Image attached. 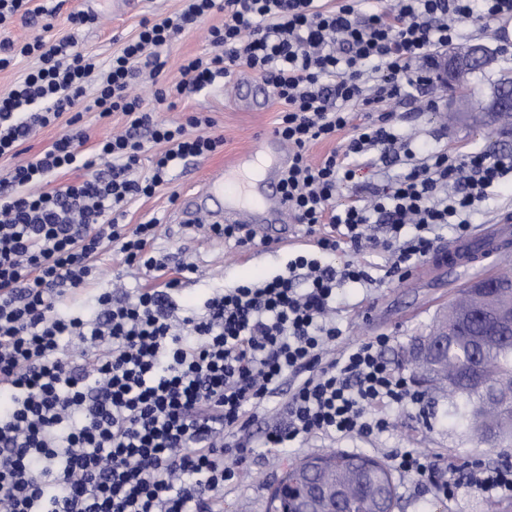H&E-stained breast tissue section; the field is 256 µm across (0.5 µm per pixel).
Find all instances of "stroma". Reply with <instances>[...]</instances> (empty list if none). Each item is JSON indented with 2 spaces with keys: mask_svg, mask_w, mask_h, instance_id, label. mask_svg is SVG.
Listing matches in <instances>:
<instances>
[{
  "mask_svg": "<svg viewBox=\"0 0 512 512\" xmlns=\"http://www.w3.org/2000/svg\"><path fill=\"white\" fill-rule=\"evenodd\" d=\"M181 7V0H133L131 6L120 10L115 8L114 0H63L53 31L57 34L68 31L71 16L84 13L89 21L79 31L80 45L98 60L106 61L136 34L143 19L168 16ZM223 21V14H213L207 25L190 30L174 42L162 55L165 62L162 81H169L176 74L184 58L206 52L208 25H219ZM462 27L467 43L482 44L491 52L490 64L471 74L461 93L425 82L412 88L407 96L387 103L385 109L392 113L398 132L419 148L510 153L512 134L491 123L481 108L491 100L500 80L512 77V50L505 49L496 26L483 29L466 21ZM462 99L475 109V117L449 123L448 112L455 110ZM280 110V104L272 98L257 109L243 107L235 88L221 84L191 98H176L174 105H161L160 116L169 122L184 121L194 112L209 113L224 134V146L201 163L175 169L170 186L153 197L129 202L126 223L137 224L154 215L169 216L173 210L168 201L171 191H182L197 177L221 170L243 151L263 147ZM406 171L405 161L399 155L393 154L384 160L373 158L371 164L358 171L349 186L341 188L340 194L370 196ZM511 206L512 180H508L473 215L472 232L462 240V248L480 249L481 229ZM168 229V234L156 242L157 250L168 258L167 277H174L176 267L184 260L195 263L198 268L196 281L183 290V298L188 303L202 300L218 289L232 288L246 281L258 282L280 273L293 250L309 245L308 237L298 224L289 225L287 241L270 248L259 244L244 251L202 229L186 232L173 223ZM181 233L188 238L187 250L183 253L170 247L172 236ZM372 274L377 279L373 287L348 283L337 292L336 319L343 329L341 341L352 344L380 333L388 334L392 342L385 355L394 362L399 361L416 337L427 334L430 325L447 309L460 288L480 278L479 272L463 268L428 275L419 266L401 279L386 276L380 266L374 268ZM426 399V411L422 414L410 407L388 409L393 428L382 436L371 439L313 437L295 442L282 451L263 445L264 424L276 419L275 413H266L264 422L256 423L245 433L255 452L246 464V478L225 488L224 512H265L271 492L289 465L328 450L365 453L384 462L399 448H418L457 465L475 458L490 465L503 460L504 455L499 450L478 444L471 434L456 425L454 398L432 391ZM395 482L399 501L396 512H512V500L494 499L473 489H461L455 501L446 502L423 495L414 483L403 477H396Z\"/></svg>",
  "mask_w": 512,
  "mask_h": 512,
  "instance_id": "1",
  "label": "stroma"
}]
</instances>
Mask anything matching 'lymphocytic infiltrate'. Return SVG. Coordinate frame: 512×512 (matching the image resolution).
Here are the masks:
<instances>
[{
    "label": "lymphocytic infiltrate",
    "mask_w": 512,
    "mask_h": 512,
    "mask_svg": "<svg viewBox=\"0 0 512 512\" xmlns=\"http://www.w3.org/2000/svg\"><path fill=\"white\" fill-rule=\"evenodd\" d=\"M183 2L170 16L142 20L103 66L79 46L86 15L56 35V0H0V27L17 16L43 30L21 45L0 39V70L19 56L39 61L0 94V160L12 162L0 175V502L10 512H224V489L243 480L239 464L251 453L244 432L284 388L282 422L268 429L265 447L387 432V408L420 406L425 396L385 357L391 336L339 346L336 289L373 284L370 255L386 257L396 274L424 261L441 230L465 237L471 212L512 177L511 153L416 157L376 111L423 82L439 49L460 40L458 21L512 19V0H382L365 16L359 0ZM216 12L224 22L207 31L210 51L185 59L170 89L157 87L161 54ZM243 70L282 107L273 129L289 154L281 189L314 252L294 254L271 279L184 306L182 287L197 273L191 263L155 287L96 288L109 253L128 267L165 270L154 250L160 218L125 223V206L224 144L205 113L168 123L154 103ZM144 82L156 86L153 102L134 92ZM89 110L125 123L86 153L79 124ZM57 123L68 133L16 163L34 130ZM332 140L336 148L311 163L309 146ZM398 145L413 160L403 178L371 199L338 200L365 158ZM65 169L83 171V180L44 191ZM373 224L386 236L370 234ZM340 253L345 261L334 263ZM228 455L237 466L225 465ZM391 463L442 501L464 486L512 498L508 460L461 471L402 448Z\"/></svg>",
    "instance_id": "1"
}]
</instances>
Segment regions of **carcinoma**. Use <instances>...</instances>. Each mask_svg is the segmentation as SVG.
<instances>
[{"label": "carcinoma", "mask_w": 512, "mask_h": 512, "mask_svg": "<svg viewBox=\"0 0 512 512\" xmlns=\"http://www.w3.org/2000/svg\"><path fill=\"white\" fill-rule=\"evenodd\" d=\"M485 298L476 292L463 289L431 327L434 333L448 322L460 319L466 312L482 307ZM512 329L503 328L498 336L479 341L480 358H475L472 347L462 341H448V352L438 367L439 383L449 394L460 400L464 409V427L474 436L479 426L473 421L475 412L483 403V389L461 383L474 370L487 385L501 386L500 405L486 411V421L499 429L492 447L512 440ZM323 456L336 460L322 468L316 481L342 488L340 507L344 512H376L383 491L394 484L389 469L380 460L363 453L329 451Z\"/></svg>", "instance_id": "cac0c4a2"}]
</instances>
